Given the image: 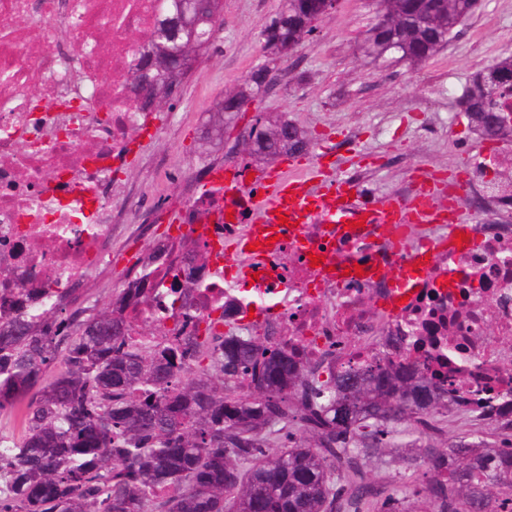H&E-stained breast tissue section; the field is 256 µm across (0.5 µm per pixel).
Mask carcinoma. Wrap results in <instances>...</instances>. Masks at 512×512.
<instances>
[{
  "label": "carcinoma",
  "mask_w": 512,
  "mask_h": 512,
  "mask_svg": "<svg viewBox=\"0 0 512 512\" xmlns=\"http://www.w3.org/2000/svg\"><path fill=\"white\" fill-rule=\"evenodd\" d=\"M183 52L209 49L221 0H202ZM366 52L418 64L448 44L479 0H376ZM315 0H286L264 30L275 57L313 34ZM475 73L461 104L473 130L492 137L494 113L512 85L487 93ZM271 68L253 69L224 94L219 113L269 93ZM261 143L247 156H295L301 130L265 112L252 119ZM160 255L112 308L69 309L51 288L17 313L0 305V512H512V448L475 451L463 436L436 445L438 410L457 401L415 363L362 368L304 363L288 342L226 336L190 308L174 336L139 340L127 312L149 299ZM405 451L400 485L379 488L367 461ZM430 477L415 478L420 468Z\"/></svg>",
  "instance_id": "cac0c4a2"
}]
</instances>
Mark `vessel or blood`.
I'll use <instances>...</instances> for the list:
<instances>
[{"mask_svg":"<svg viewBox=\"0 0 512 512\" xmlns=\"http://www.w3.org/2000/svg\"><path fill=\"white\" fill-rule=\"evenodd\" d=\"M212 184L222 196L217 222L247 227L244 234L225 239L224 256L239 259L236 273L254 277L260 284L274 278L269 260L286 239L293 241L301 254L317 257L320 276L346 282L369 279L382 271L377 260L340 253L342 237L353 235L357 224L384 225L396 235L411 224H449L447 201L434 181L427 179L408 203L391 195L363 193L319 168L276 173L253 182L237 169L228 168L217 172ZM316 221L326 226L321 237L302 234V225Z\"/></svg>","mask_w":512,"mask_h":512,"instance_id":"obj_1","label":"vessel or blood"}]
</instances>
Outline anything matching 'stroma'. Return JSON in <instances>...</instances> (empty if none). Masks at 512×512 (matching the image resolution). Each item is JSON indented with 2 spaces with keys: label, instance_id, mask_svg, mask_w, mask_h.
Segmentation results:
<instances>
[{
  "label": "stroma",
  "instance_id": "35a3bbf8",
  "mask_svg": "<svg viewBox=\"0 0 512 512\" xmlns=\"http://www.w3.org/2000/svg\"><path fill=\"white\" fill-rule=\"evenodd\" d=\"M279 7L280 0H224V31L171 100L163 127L133 134L137 154L121 180L139 192L138 217L163 213L177 220L171 204L182 198L185 179L219 161L246 166L257 176L293 165L306 170L322 164L341 173L361 167L378 195L434 174L466 179L472 162L489 146L471 131L458 100L474 72L512 56V0H482L455 28L448 46L416 67L385 66L367 57L362 43L374 20L375 0H338L316 32L278 60L279 84L258 103L304 130L308 151L245 162L238 143L246 118L225 122L219 137L213 131L214 111L226 90L264 62L262 33ZM157 156L165 158L164 167L153 166ZM162 233L157 224L149 235L115 243L111 275L90 288L100 306L111 302L123 270L150 254L153 239Z\"/></svg>",
  "mask_w": 512,
  "mask_h": 512
}]
</instances>
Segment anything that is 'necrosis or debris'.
I'll list each match as a JSON object with an SVG mask.
<instances>
[{
  "label": "necrosis or debris",
  "mask_w": 512,
  "mask_h": 512,
  "mask_svg": "<svg viewBox=\"0 0 512 512\" xmlns=\"http://www.w3.org/2000/svg\"><path fill=\"white\" fill-rule=\"evenodd\" d=\"M158 21L157 0H0V303L79 288L111 267L114 237L131 229L113 177L129 162L131 131L158 120L135 110L131 92ZM202 180L189 177L182 219L158 243L173 263L159 268L150 301L130 310L133 336L155 312L158 334L173 333L174 280L203 253L212 287L187 301L223 317L224 333L288 339L316 365L329 346L349 347L340 370L379 359L424 364L427 376L454 379L463 412L512 432V164L490 151L473 162L463 203L491 221L474 225L469 244L435 252L406 301L394 297L391 268L405 251L445 238L447 225L411 226L400 244L360 226L349 250L386 268L368 281L324 279L285 243L270 260L282 282L258 289L254 310L225 279L220 256L225 238L246 227L215 222L221 198L199 191Z\"/></svg>",
  "instance_id": "4bbe7bcc"
}]
</instances>
